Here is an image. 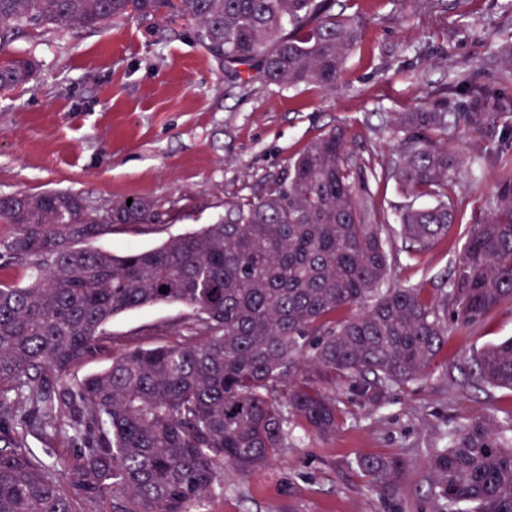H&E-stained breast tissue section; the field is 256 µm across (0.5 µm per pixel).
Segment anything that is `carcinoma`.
Segmentation results:
<instances>
[{"mask_svg": "<svg viewBox=\"0 0 512 512\" xmlns=\"http://www.w3.org/2000/svg\"><path fill=\"white\" fill-rule=\"evenodd\" d=\"M335 0H0V48L21 27L96 30L132 13L173 9L198 23L202 46L231 84L244 75L296 87L336 86L365 19ZM35 61L0 52V90L29 82ZM385 127L403 138L376 169L336 126L281 176L231 204L224 218L148 250L89 241L118 225L154 231L149 199L93 204L70 190L0 193V512H197L224 481L274 460L288 426L336 431V388L373 407L430 373L454 325L512 303V188L472 225L443 298L392 287L401 240L430 250L455 220L449 191L461 163L448 150V93ZM392 180L408 203L379 224L370 180ZM168 287L166 292L160 288ZM177 303L189 338L139 348L102 373L65 383L122 312ZM363 310L336 319L341 309ZM472 383L512 390V337L478 351ZM68 429L55 463L30 448ZM380 497L396 495L404 457L359 456ZM431 494L450 512H512V412L457 424L430 458Z\"/></svg>", "mask_w": 512, "mask_h": 512, "instance_id": "1", "label": "carcinoma"}]
</instances>
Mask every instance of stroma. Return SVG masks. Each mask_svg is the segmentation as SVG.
Returning a JSON list of instances; mask_svg holds the SVG:
<instances>
[{"label": "stroma", "instance_id": "1", "mask_svg": "<svg viewBox=\"0 0 512 512\" xmlns=\"http://www.w3.org/2000/svg\"><path fill=\"white\" fill-rule=\"evenodd\" d=\"M504 0H336V12L367 24L335 90L256 82L229 86L224 67L196 38L197 24L173 14H136L101 29H25L6 50L34 59L25 86L0 91V193L71 190L93 202L150 198L159 230L118 227L97 248L148 249L223 218L228 203L252 195L284 171L315 137L347 126L355 150L375 166L396 157L389 113L432 104L434 90L458 85L455 111L470 92L486 93L483 134L448 130L464 157L450 193L455 222L418 259H400L391 284L448 291L472 225L493 213L512 184V67L497 55L512 45ZM191 310L161 304L113 318L112 341L94 350L68 383L106 370L130 349L182 341ZM512 336V304L452 330L432 372L393 389L378 410L337 391L342 420L329 438L288 429L277 460L231 473L199 512H434L429 460L442 436L463 420L512 412V391L469 385L472 356ZM400 455L408 474L380 498L355 466L360 455Z\"/></svg>", "mask_w": 512, "mask_h": 512}]
</instances>
